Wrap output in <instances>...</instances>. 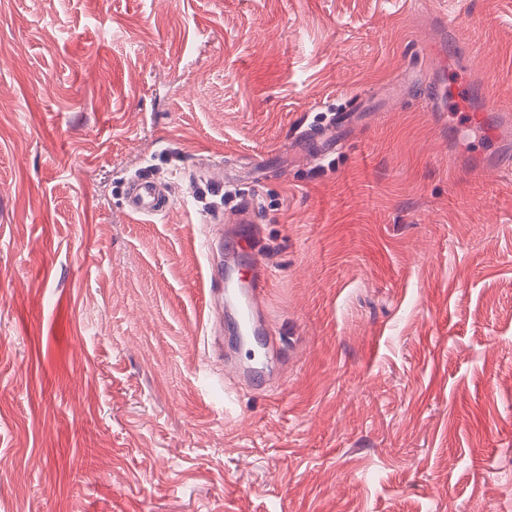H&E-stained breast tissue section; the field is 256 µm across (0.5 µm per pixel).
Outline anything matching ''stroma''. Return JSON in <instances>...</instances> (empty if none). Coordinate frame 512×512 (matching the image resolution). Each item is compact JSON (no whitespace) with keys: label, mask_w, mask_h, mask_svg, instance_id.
<instances>
[{"label":"stroma","mask_w":512,"mask_h":512,"mask_svg":"<svg viewBox=\"0 0 512 512\" xmlns=\"http://www.w3.org/2000/svg\"><path fill=\"white\" fill-rule=\"evenodd\" d=\"M441 10L0 0V512H512V172L424 103L512 110V0ZM138 175L168 212L124 213ZM230 254L263 343L208 306ZM356 118V112H341L336 115V130L342 127L350 126ZM333 123V124H334ZM322 140V142H321ZM300 146L303 155L311 158H319L322 152L329 151L336 146L339 147L340 140L335 135V124L326 129V126L316 130L305 131L300 138L296 140ZM322 146V149L320 147ZM268 288L265 269L261 260L256 259L250 268L249 289L247 296L240 306L239 319L241 325L246 328L251 318L260 307Z\"/></svg>","instance_id":"obj_1"}]
</instances>
